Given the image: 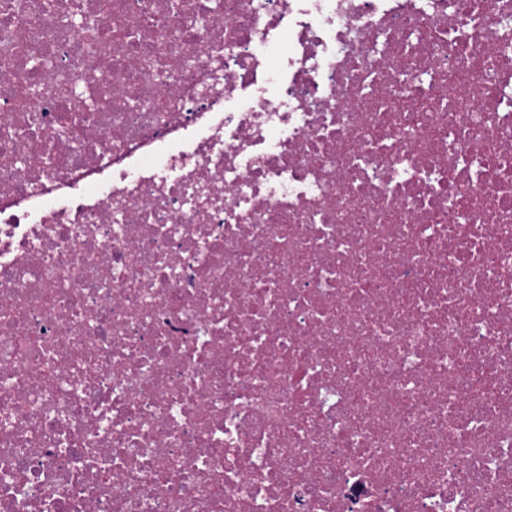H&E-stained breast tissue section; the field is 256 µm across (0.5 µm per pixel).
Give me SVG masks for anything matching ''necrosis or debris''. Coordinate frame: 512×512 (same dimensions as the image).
Segmentation results:
<instances>
[{
    "label": "necrosis or debris",
    "mask_w": 512,
    "mask_h": 512,
    "mask_svg": "<svg viewBox=\"0 0 512 512\" xmlns=\"http://www.w3.org/2000/svg\"><path fill=\"white\" fill-rule=\"evenodd\" d=\"M211 3L0 0V512H512V0Z\"/></svg>",
    "instance_id": "obj_1"
}]
</instances>
